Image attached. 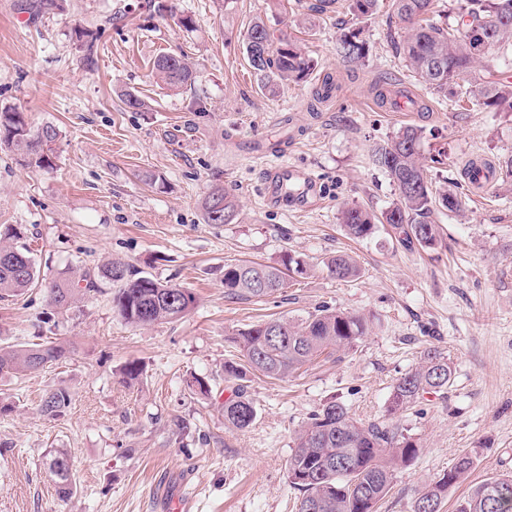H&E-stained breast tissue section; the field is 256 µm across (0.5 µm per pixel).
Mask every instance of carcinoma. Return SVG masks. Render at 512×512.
Returning a JSON list of instances; mask_svg holds the SVG:
<instances>
[{"label": "carcinoma", "mask_w": 512, "mask_h": 512, "mask_svg": "<svg viewBox=\"0 0 512 512\" xmlns=\"http://www.w3.org/2000/svg\"><path fill=\"white\" fill-rule=\"evenodd\" d=\"M395 16L407 24L396 43L418 81L438 94L458 98L470 96L464 90L466 77L483 56L473 52L468 29L491 28V46L512 52V0H457L453 21L444 23L433 16L434 0H392ZM62 9L61 0H20L18 8L33 13L41 7ZM378 0H351L349 10L355 18L369 17L377 11ZM245 49L252 69L263 87L274 91L284 81L305 82L318 67V61L301 46L275 33L265 21L257 19L247 28ZM337 51L349 61L365 57L366 45L359 33L341 35ZM158 82L171 91L192 86L196 71L182 55L162 54L153 62ZM480 99L485 106L504 102L512 108V82L488 72ZM421 130L408 126L399 130L373 153V162L392 180L397 201L376 215L359 206L341 210L340 224L348 235L364 238L378 224H389L402 234V241L422 248L438 243L437 225L432 214L439 208L450 213L461 211L458 196L447 190H434L428 168L420 155ZM55 127L47 126L43 135L31 130L22 113L0 109V146L10 149L25 167L49 170L54 165ZM208 224H229L236 216V204L226 191L219 198L209 193L204 202ZM329 272L340 280L353 278L359 268L345 254L327 259ZM308 263L291 254L281 265H265L239 260L224 265L225 294L231 298L262 299L285 288L287 277L308 273ZM39 282V271L24 242V233L10 225L0 230V299L18 295ZM112 286V309L128 324L148 327L182 318L196 303L194 294L177 285L164 284L151 274L133 271L120 259H110L96 268L83 270L78 280L61 278L49 291L52 310L63 314L78 301V296L103 292L101 283ZM369 320L335 308L323 307L298 321L270 319L232 334L229 341L238 350L237 359L224 362V379L242 380L247 374L280 379L300 371L321 356L341 358L369 335ZM19 347L0 349V380L10 381L27 373L50 368L74 355V349L43 335ZM452 378L450 359L442 352L427 351L418 365L392 386L386 412L395 415L413 407L425 394L443 393ZM71 397L64 387L48 390L39 405L49 418L62 416ZM254 401L237 385L224 402V421L235 429H245L257 418ZM419 439L384 422L364 424L350 414L340 401H328L314 410L296 431L294 449L288 459V482L300 493L297 512H375L390 491L395 471L410 465L419 453ZM476 457L464 454L455 464L423 484L414 498L416 508L426 505L440 512L449 491L465 480ZM54 475L59 497L73 495L71 463L64 452L54 454L48 465ZM456 512H512V476L493 477L474 486L457 501Z\"/></svg>", "instance_id": "obj_1"}]
</instances>
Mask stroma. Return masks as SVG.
Listing matches in <instances>:
<instances>
[{"label":"stroma","instance_id":"1","mask_svg":"<svg viewBox=\"0 0 512 512\" xmlns=\"http://www.w3.org/2000/svg\"><path fill=\"white\" fill-rule=\"evenodd\" d=\"M171 2L192 15L194 31L160 17L150 0H66L35 20L17 0H0V108L22 112L31 129L59 132L49 171L0 148V225L22 227L42 278L0 301V348L31 340L53 281L111 257L197 298L181 319L144 328L126 324L105 295L57 316L51 336L76 353L12 384L15 409L0 415V512H166L174 499L189 512H296L288 458L309 414L335 397L362 422L383 420L392 385L430 349L448 355L452 380L390 418L421 449L397 470L377 512H412L422 484L477 452L443 503L441 512H455L472 486L512 475V181H494L475 202L465 175L470 160L512 159V109L492 112L417 81L393 46L405 29L390 21L392 0L358 21L348 0L324 13L314 12L316 0ZM258 18L318 60L308 81L259 89L243 41ZM349 23L366 44L355 63L336 53ZM163 52L187 57L194 86L172 92L156 83L153 61ZM327 73L339 90L314 103L312 88ZM400 89L413 99L410 113L380 99ZM125 91L151 111L128 108ZM407 125L421 131L423 159L442 158L433 181L464 207L459 217L435 211L440 237L431 249L403 244L386 224L354 239L339 222L342 208L378 213L396 201L372 155ZM280 165L315 178L316 206L271 202L265 174ZM148 174L159 183L147 184ZM215 186L236 200L231 223L203 220ZM287 253L308 261L307 275L267 298L226 296L225 264L275 265ZM336 254L351 256L359 276L331 275L324 262ZM322 305L367 316L369 335L337 362L320 358L280 380L247 375L258 417L243 430L228 426V335ZM130 360L146 365L133 384L120 374ZM194 376L208 381V395L190 392ZM53 386L71 395L56 419L38 410ZM179 418L187 429L177 430ZM57 450L69 455L76 482L65 501L48 470Z\"/></svg>","mask_w":512,"mask_h":512}]
</instances>
